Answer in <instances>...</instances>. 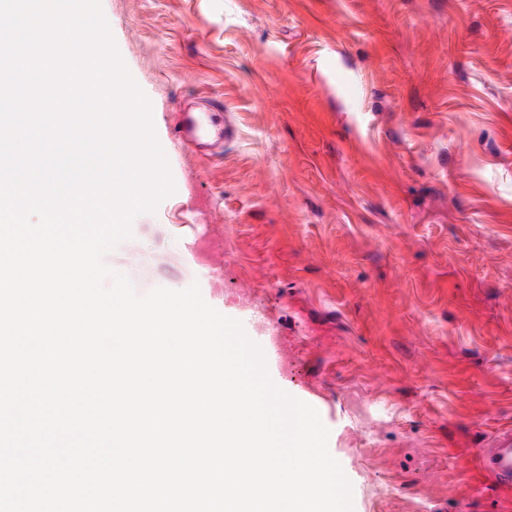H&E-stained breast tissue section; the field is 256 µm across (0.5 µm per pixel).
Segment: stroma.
<instances>
[{"mask_svg": "<svg viewBox=\"0 0 512 512\" xmlns=\"http://www.w3.org/2000/svg\"><path fill=\"white\" fill-rule=\"evenodd\" d=\"M100 5L174 185L105 263L241 323L353 512H512L473 463L512 426V0ZM202 112H179L175 134L184 143L196 142L206 131V117Z\"/></svg>", "mask_w": 512, "mask_h": 512, "instance_id": "stroma-1", "label": "stroma"}]
</instances>
